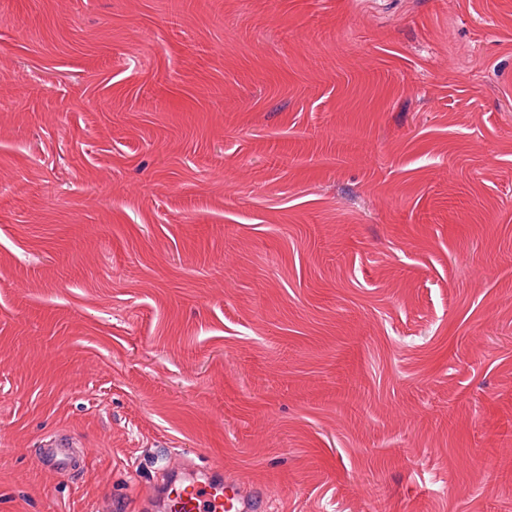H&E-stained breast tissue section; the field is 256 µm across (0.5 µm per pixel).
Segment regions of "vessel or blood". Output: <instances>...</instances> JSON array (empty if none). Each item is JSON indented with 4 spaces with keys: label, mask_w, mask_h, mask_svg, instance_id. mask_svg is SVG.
Here are the masks:
<instances>
[{
    "label": "vessel or blood",
    "mask_w": 512,
    "mask_h": 512,
    "mask_svg": "<svg viewBox=\"0 0 512 512\" xmlns=\"http://www.w3.org/2000/svg\"><path fill=\"white\" fill-rule=\"evenodd\" d=\"M77 441L60 436L45 441L40 462L54 470L71 467ZM167 512H262L264 500L258 492L227 482L220 475L189 473L167 482L162 489Z\"/></svg>",
    "instance_id": "obj_1"
}]
</instances>
